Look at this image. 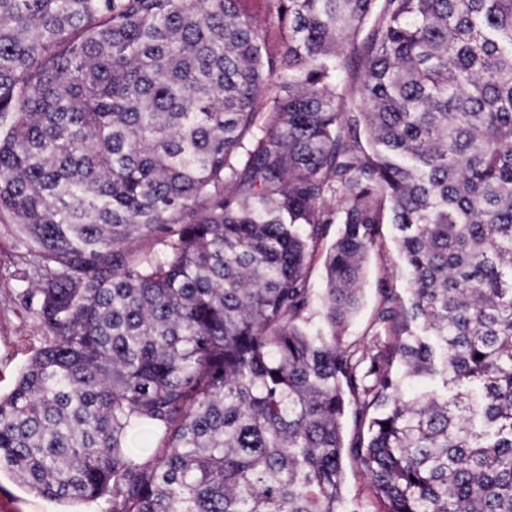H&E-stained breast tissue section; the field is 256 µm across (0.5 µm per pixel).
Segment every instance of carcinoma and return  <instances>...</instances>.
Returning <instances> with one entry per match:
<instances>
[{"mask_svg": "<svg viewBox=\"0 0 512 512\" xmlns=\"http://www.w3.org/2000/svg\"><path fill=\"white\" fill-rule=\"evenodd\" d=\"M2 218L39 496L344 512L348 454L378 512H512V0H0ZM387 224L408 296L346 346ZM337 224L331 225L330 232L327 237L321 240L316 248L315 256L310 264L308 277L311 288H313L315 293L316 303L314 304L312 310V324L321 325L320 318V301L319 295L321 294L322 288L324 287V278H325V255L327 251H329L331 245L333 244L336 237V229Z\"/></svg>", "mask_w": 512, "mask_h": 512, "instance_id": "cac0c4a2", "label": "carcinoma"}]
</instances>
